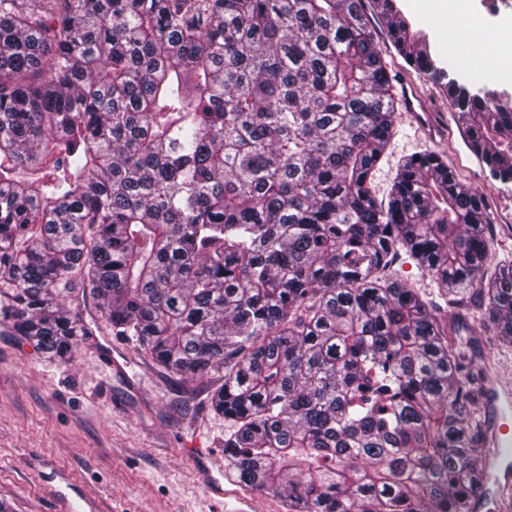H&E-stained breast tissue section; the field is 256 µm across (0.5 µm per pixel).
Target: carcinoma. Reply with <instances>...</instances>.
<instances>
[{
    "label": "carcinoma",
    "instance_id": "carcinoma-1",
    "mask_svg": "<svg viewBox=\"0 0 512 512\" xmlns=\"http://www.w3.org/2000/svg\"><path fill=\"white\" fill-rule=\"evenodd\" d=\"M372 4L512 184V99ZM395 110L364 0H0V322L65 360L79 292L167 373L220 376L224 472L288 512H475L485 391L448 325L512 345V260L438 152L376 199ZM393 273L401 281L413 288H417L423 296L443 304V301L439 298V288L437 285L429 277L422 274L413 261L409 259L399 260L394 266Z\"/></svg>",
    "mask_w": 512,
    "mask_h": 512
}]
</instances>
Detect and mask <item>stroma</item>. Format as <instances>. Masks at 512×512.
Returning <instances> with one entry per match:
<instances>
[{"mask_svg": "<svg viewBox=\"0 0 512 512\" xmlns=\"http://www.w3.org/2000/svg\"><path fill=\"white\" fill-rule=\"evenodd\" d=\"M392 75L408 77L433 115L435 135L396 120V134L374 177L384 198L398 164L417 152L443 153L451 168L491 207L496 257L512 258V189L494 181L467 146L454 110L432 79L409 68L373 19ZM470 339L489 379L512 387V347L455 322ZM111 348L119 370L99 354ZM219 378L184 380L156 366L135 343L97 325L69 359H48L0 324V501L13 512H55L58 493L75 490L95 512H285L279 497L224 479L215 503L186 455L202 445L221 448L227 425L208 400Z\"/></svg>", "mask_w": 512, "mask_h": 512, "instance_id": "obj_1", "label": "stroma"}]
</instances>
